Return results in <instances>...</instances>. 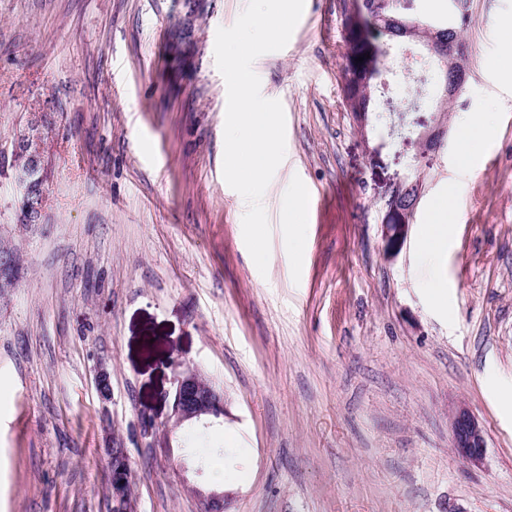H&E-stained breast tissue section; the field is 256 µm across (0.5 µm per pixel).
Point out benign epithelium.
I'll use <instances>...</instances> for the list:
<instances>
[{
    "instance_id": "benign-epithelium-1",
    "label": "benign epithelium",
    "mask_w": 512,
    "mask_h": 512,
    "mask_svg": "<svg viewBox=\"0 0 512 512\" xmlns=\"http://www.w3.org/2000/svg\"><path fill=\"white\" fill-rule=\"evenodd\" d=\"M412 0H402V20L411 41L421 44L432 56L442 58L448 72L444 83L445 97L453 98L465 88L468 71L463 63L467 56L464 40L451 37L443 45L432 38V23L412 13ZM48 112L32 113L23 132L12 146L14 181L22 199L24 214L32 224L42 223L48 200L46 184L49 183L48 163L42 146V133ZM445 126L443 116L437 115L434 124L424 126L418 135L419 158L433 157L443 145ZM421 178L408 175L394 185L387 200L393 214V222L384 225V235L390 252L399 251L406 238L421 196ZM224 416V394L208 385L199 371L183 364L175 376V388L171 414L167 425L175 428L185 423L207 426ZM452 447L455 452L470 461L482 458L486 448L485 432L478 420L465 408L455 411L451 419ZM129 468L112 473V512H136L135 501L129 491ZM224 494L210 493L201 496V512H224Z\"/></svg>"
}]
</instances>
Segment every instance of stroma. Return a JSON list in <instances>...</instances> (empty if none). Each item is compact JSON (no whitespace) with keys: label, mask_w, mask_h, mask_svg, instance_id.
Wrapping results in <instances>:
<instances>
[{"label":"stroma","mask_w":512,"mask_h":512,"mask_svg":"<svg viewBox=\"0 0 512 512\" xmlns=\"http://www.w3.org/2000/svg\"><path fill=\"white\" fill-rule=\"evenodd\" d=\"M247 3L0 0V242L20 276L0 296V512H110V445L129 453L137 512H199L217 466L226 512H512V73L494 66L512 0L453 8L468 19V84L393 257L385 202L417 145L358 128L342 4L305 0L287 46L253 63L286 117L263 274L223 178L214 57ZM379 68L402 104V74L431 78L437 64L416 44ZM49 102L52 177L31 231L10 157ZM480 116L490 134L461 160L462 121ZM295 188L297 240L282 222ZM441 195L462 215L432 265L419 239ZM432 273L442 298L424 286ZM180 362L224 393L204 431L218 451L187 447V426L160 428ZM462 406L486 432L477 463L451 446Z\"/></svg>","instance_id":"stroma-1"}]
</instances>
